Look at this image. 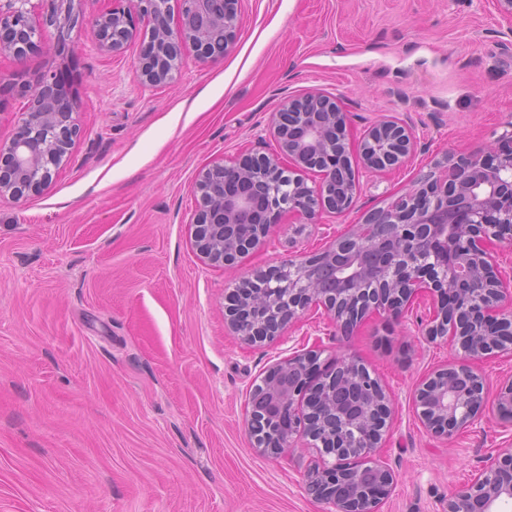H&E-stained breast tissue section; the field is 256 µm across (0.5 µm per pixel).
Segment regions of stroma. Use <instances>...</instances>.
Instances as JSON below:
<instances>
[{
  "label": "stroma",
  "mask_w": 512,
  "mask_h": 512,
  "mask_svg": "<svg viewBox=\"0 0 512 512\" xmlns=\"http://www.w3.org/2000/svg\"><path fill=\"white\" fill-rule=\"evenodd\" d=\"M109 0H76L66 48L0 57L15 82L66 76L85 103L80 134L48 188L0 200V512H334L307 491L314 454L255 453L247 393L295 350L353 357L393 400L380 450L395 481L380 512H444L512 426L493 415L452 437L427 431L414 391L456 351L421 312L337 334L305 313L248 345L224 321L251 270L319 251L402 193L447 151L491 146L512 119V25L491 0H240L236 50L201 66L184 48L171 82L142 84L145 22L122 51L97 49ZM340 97L360 137L410 121L415 156L360 172L356 207L278 225L237 267L192 246L195 181L219 160L269 153L288 97Z\"/></svg>",
  "instance_id": "obj_1"
}]
</instances>
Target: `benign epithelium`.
I'll return each mask as SVG.
<instances>
[{"mask_svg":"<svg viewBox=\"0 0 512 512\" xmlns=\"http://www.w3.org/2000/svg\"><path fill=\"white\" fill-rule=\"evenodd\" d=\"M149 26L138 60L143 83L172 77L182 48L212 64L236 46L242 25L238 0H179L172 22L169 0H112L92 22L97 48L121 50L136 35L134 18ZM55 38L73 30L55 0H0V56L21 62L42 49L43 26ZM27 107L6 148H0V199L43 192L52 170L70 155L84 103L64 94L55 73L22 91ZM272 153H247L216 162L196 181L198 208L192 245L210 264L233 266L259 248L283 217L316 224L323 212L342 215L356 205L358 170L386 172L416 151L411 125L387 119L367 129L352 149L349 113L321 93L290 97L271 114ZM305 172L317 174L309 182ZM512 237V122L490 148L449 151L432 161L413 185L322 251L256 269L252 282L288 279V296L269 288L234 289L224 317L231 333L253 345L271 342L304 313L323 310L343 336L371 315L400 321L429 298L425 335L451 340L459 361L417 387L422 424L450 437L481 419L484 389L468 361L512 351V285L494 270L493 254ZM392 398L360 361L321 359L302 349L278 361L249 393L247 427L256 452L278 457L303 440L319 454L307 470L309 493L336 512H377L390 495L391 469L376 458L390 428ZM499 420L512 422V378L495 400ZM512 500V447L496 449L467 488L448 498L446 512H495Z\"/></svg>","mask_w":512,"mask_h":512,"instance_id":"1","label":"benign epithelium"}]
</instances>
